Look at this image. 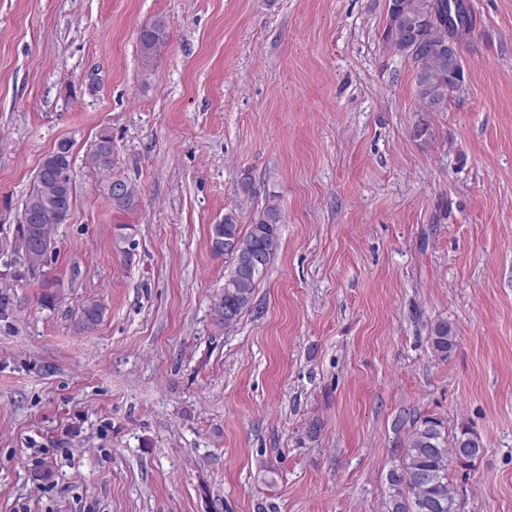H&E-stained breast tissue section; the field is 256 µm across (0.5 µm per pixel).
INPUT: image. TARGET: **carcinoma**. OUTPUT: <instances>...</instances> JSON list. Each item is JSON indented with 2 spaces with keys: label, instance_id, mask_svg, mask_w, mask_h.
Wrapping results in <instances>:
<instances>
[{
  "label": "carcinoma",
  "instance_id": "cac0c4a2",
  "mask_svg": "<svg viewBox=\"0 0 512 512\" xmlns=\"http://www.w3.org/2000/svg\"><path fill=\"white\" fill-rule=\"evenodd\" d=\"M457 0H388L383 39L396 52L412 61L420 108L423 112H444L448 99L464 80L463 66L448 68V14ZM168 38L167 23L158 17L138 33L140 54L151 62ZM86 165L100 173L112 171V135L99 133L87 156ZM120 196L106 193L112 208L127 212L136 205L137 189L125 182ZM75 198V178L71 144L66 140L44 158L33 187L23 205L18 224L14 263L27 269L44 265L54 250L50 227L63 224ZM285 223L279 195L270 193L251 220L248 231L241 229L235 209L224 212V219L211 226L210 248L217 257L228 259L224 293L215 311L219 323L230 328L253 305L256 286L279 247L280 225ZM11 284L0 283V318L13 313ZM103 307L96 301L82 305L77 325L97 326ZM433 352L446 359L456 346L453 324L436 322L428 336ZM394 430L407 431L399 448L398 464L387 474L388 512H460L457 491L448 481L449 468L468 467L478 459L484 445L470 429L449 434L443 420L436 417L401 416Z\"/></svg>",
  "mask_w": 512,
  "mask_h": 512
}]
</instances>
